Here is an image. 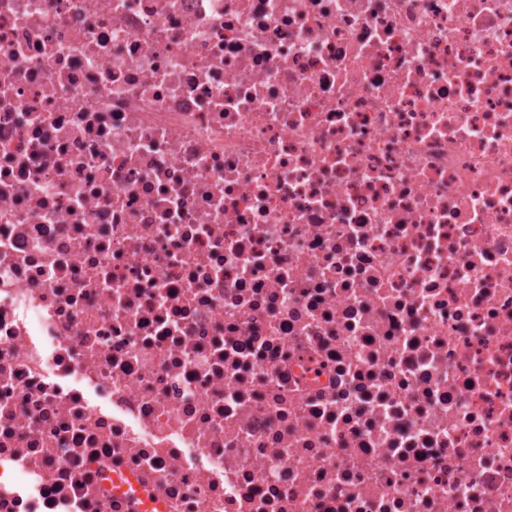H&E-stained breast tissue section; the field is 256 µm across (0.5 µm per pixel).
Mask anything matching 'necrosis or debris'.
Instances as JSON below:
<instances>
[{"label": "necrosis or debris", "mask_w": 512, "mask_h": 512, "mask_svg": "<svg viewBox=\"0 0 512 512\" xmlns=\"http://www.w3.org/2000/svg\"><path fill=\"white\" fill-rule=\"evenodd\" d=\"M512 512V0H0V512ZM103 485L112 487V494H128L140 501L137 505L139 512H165V506L159 500H152L150 492L140 484L132 474L119 475L115 470H104L102 473Z\"/></svg>", "instance_id": "1"}]
</instances>
